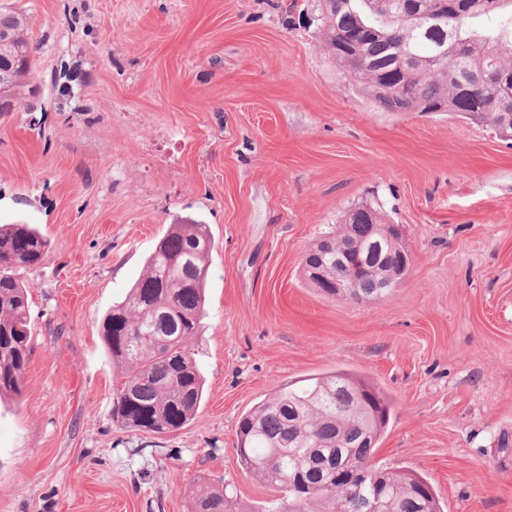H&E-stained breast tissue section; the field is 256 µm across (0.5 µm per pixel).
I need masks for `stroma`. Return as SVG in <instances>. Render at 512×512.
<instances>
[{
	"mask_svg": "<svg viewBox=\"0 0 512 512\" xmlns=\"http://www.w3.org/2000/svg\"><path fill=\"white\" fill-rule=\"evenodd\" d=\"M30 20L31 81L0 112V224L49 240L19 270L32 337L0 400V512H244L279 491L245 470L240 417L336 370L392 402L374 459L444 512H512V143L445 112H388L322 47L318 0H0ZM402 225L387 298L328 300L300 260L360 205ZM209 225L205 381L182 429L112 421L101 321L169 225ZM194 512H243L237 499L227 492L226 487L206 485L200 489L195 501Z\"/></svg>",
	"mask_w": 512,
	"mask_h": 512,
	"instance_id": "35a3bbf8",
	"label": "stroma"
}]
</instances>
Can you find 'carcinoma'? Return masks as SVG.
I'll list each match as a JSON object with an SVG mask.
<instances>
[{"label":"carcinoma","instance_id":"1","mask_svg":"<svg viewBox=\"0 0 512 512\" xmlns=\"http://www.w3.org/2000/svg\"><path fill=\"white\" fill-rule=\"evenodd\" d=\"M416 10L460 17L444 33L422 34L377 0H321L323 46L359 92L389 112H452L477 119L512 140V15L508 0H415ZM0 30L13 35L14 55L32 53L27 17L0 7ZM30 69L4 82L17 104ZM385 225L374 207L350 213L339 235L349 257L336 268V253L321 248L304 255V278L322 296L336 298L330 280L347 266L365 265L355 299L386 297L377 270L407 271L403 243L374 233ZM48 240L28 224L0 225V397L20 396L32 336L28 287L14 270L39 264ZM216 245L208 225H169L146 256L143 273L125 299L112 305L101 325L105 348L117 369L112 420L122 429L169 433L188 424L203 399L204 383L184 342L197 335L207 312L205 288ZM391 403L373 384L346 371L277 389L244 414L238 425L242 464L263 483L285 493L276 512H442L423 478L373 457L390 419ZM365 463L374 479L352 485L336 479L332 464ZM308 483L303 489L296 479ZM194 512H243L227 488L200 489Z\"/></svg>","mask_w":512,"mask_h":512}]
</instances>
